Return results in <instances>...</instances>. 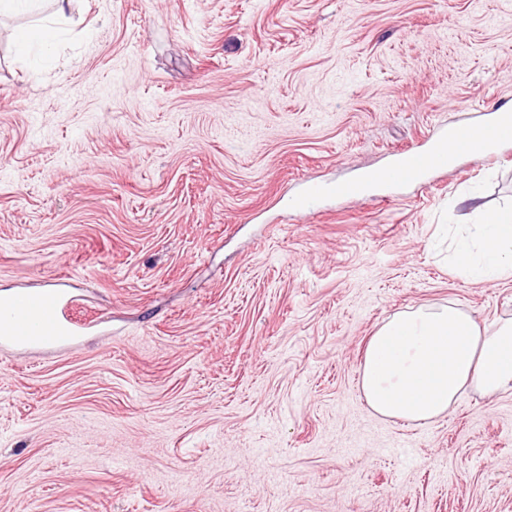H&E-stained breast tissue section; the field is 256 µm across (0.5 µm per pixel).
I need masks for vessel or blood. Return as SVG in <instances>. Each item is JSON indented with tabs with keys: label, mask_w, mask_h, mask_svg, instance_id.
Segmentation results:
<instances>
[{
	"label": "vessel or blood",
	"mask_w": 512,
	"mask_h": 512,
	"mask_svg": "<svg viewBox=\"0 0 512 512\" xmlns=\"http://www.w3.org/2000/svg\"><path fill=\"white\" fill-rule=\"evenodd\" d=\"M449 129L460 155L467 152L473 133H481L490 145L484 154L489 162L496 158L495 145L512 140V129L507 128L503 114L498 112L467 113L465 121L450 124ZM447 166L436 149L427 148L410 152L408 160H397L380 176L399 183H415L422 180L425 171ZM361 194L360 184L355 180L313 183L307 187L305 200L311 205L326 197L351 198ZM75 303L73 295L59 288L28 287L0 298V341L17 348L71 347L86 328L74 316Z\"/></svg>",
	"instance_id": "b4317fda"
}]
</instances>
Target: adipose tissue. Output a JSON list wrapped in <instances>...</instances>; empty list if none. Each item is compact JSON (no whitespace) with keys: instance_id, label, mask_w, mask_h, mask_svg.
<instances>
[{"instance_id":"1","label":"adipose tissue","mask_w":512,"mask_h":512,"mask_svg":"<svg viewBox=\"0 0 512 512\" xmlns=\"http://www.w3.org/2000/svg\"><path fill=\"white\" fill-rule=\"evenodd\" d=\"M72 0H0V15L31 18L16 39L18 55L37 65L67 18ZM450 263L464 278H512V211L485 212L481 223L454 243ZM361 383L383 415L419 423L447 411L462 391L488 397L512 390V319L480 326L454 305L402 313L370 337Z\"/></svg>"}]
</instances>
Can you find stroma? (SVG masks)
<instances>
[{"instance_id":"35a3bbf8","label":"stroma","mask_w":512,"mask_h":512,"mask_svg":"<svg viewBox=\"0 0 512 512\" xmlns=\"http://www.w3.org/2000/svg\"><path fill=\"white\" fill-rule=\"evenodd\" d=\"M37 71L0 17V294L64 285L76 346H0V512H512V391L417 426L370 336L452 304L446 232L512 206V142L292 207L465 108L512 106V0H74ZM363 195L360 184L356 180H349L336 183H313L308 185L305 196V205L299 207H310L316 201L326 197L351 198Z\"/></svg>"}]
</instances>
